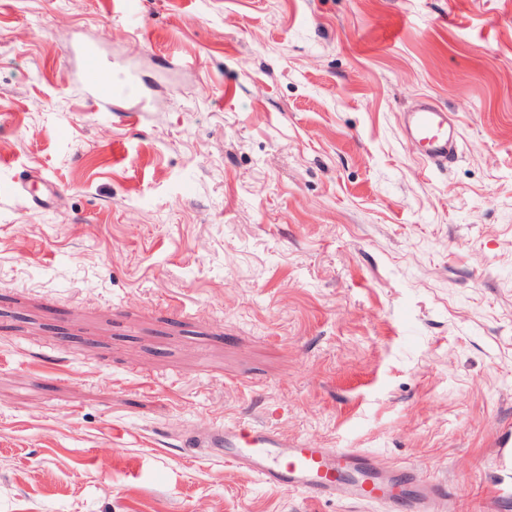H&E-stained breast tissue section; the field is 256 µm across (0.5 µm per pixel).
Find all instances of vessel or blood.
Wrapping results in <instances>:
<instances>
[{"label":"vessel or blood","instance_id":"vessel-or-blood-1","mask_svg":"<svg viewBox=\"0 0 512 512\" xmlns=\"http://www.w3.org/2000/svg\"><path fill=\"white\" fill-rule=\"evenodd\" d=\"M84 80L96 96L111 97L112 83L101 80L102 65L95 51L82 53ZM404 129L422 151L431 168H447L455 156L456 132L448 115L424 102L404 115ZM184 447L223 456L225 462L248 467L271 485H285L321 499L344 495L356 501L394 502L407 499L414 506L428 498H444L448 487L439 482L424 486L412 480L410 468H395L393 475L376 472L370 455L357 448H306L261 425L213 422L189 430Z\"/></svg>","mask_w":512,"mask_h":512}]
</instances>
